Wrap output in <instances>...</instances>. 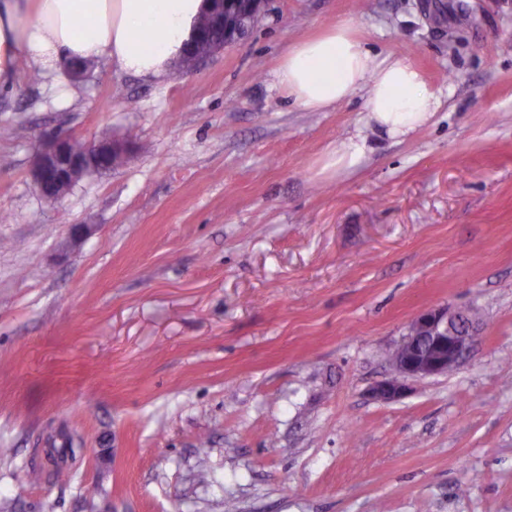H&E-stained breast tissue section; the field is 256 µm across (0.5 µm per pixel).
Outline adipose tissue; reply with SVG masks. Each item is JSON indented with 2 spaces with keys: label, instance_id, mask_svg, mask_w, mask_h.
<instances>
[{
  "label": "adipose tissue",
  "instance_id": "1",
  "mask_svg": "<svg viewBox=\"0 0 512 512\" xmlns=\"http://www.w3.org/2000/svg\"><path fill=\"white\" fill-rule=\"evenodd\" d=\"M207 6V0H0V88L18 83L23 63L51 73L72 61L106 60L128 74L164 78ZM275 77L312 112L366 90L368 125L381 137L423 127L442 106V91L409 60L373 54L344 24L294 42Z\"/></svg>",
  "mask_w": 512,
  "mask_h": 512
}]
</instances>
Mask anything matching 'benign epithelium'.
Segmentation results:
<instances>
[{"instance_id": "7a95c632", "label": "benign epithelium", "mask_w": 512, "mask_h": 512, "mask_svg": "<svg viewBox=\"0 0 512 512\" xmlns=\"http://www.w3.org/2000/svg\"><path fill=\"white\" fill-rule=\"evenodd\" d=\"M215 27L224 25L225 12H238L256 21L264 0H209ZM73 140L62 133L43 135L33 161L32 176L39 193L60 201L82 179L103 173L111 157L123 159L130 144L123 139L94 140L84 143L81 153L72 150ZM473 329L446 308L428 310L411 323L409 336L395 360L397 376L380 382L371 396L383 401L405 395L411 378L431 377L448 372L468 357L473 349Z\"/></svg>"}]
</instances>
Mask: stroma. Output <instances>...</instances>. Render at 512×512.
<instances>
[{
	"instance_id": "1",
	"label": "stroma",
	"mask_w": 512,
	"mask_h": 512,
	"mask_svg": "<svg viewBox=\"0 0 512 512\" xmlns=\"http://www.w3.org/2000/svg\"><path fill=\"white\" fill-rule=\"evenodd\" d=\"M339 22L448 95L327 171L364 93L274 70ZM55 131L133 148L50 203ZM435 308L473 356L372 398ZM0 512H512V0H265L166 78L0 91ZM241 38L242 37L240 36L239 31L237 29H235V28L232 29L231 27H226V29L224 28V44L218 48H215V49L209 51L206 54L197 56L195 54V47L200 43L211 40L210 36H209V31H201L197 36L196 43L189 48V50L186 54L185 61H184V63H182V67L190 68L196 61L200 60L202 57L211 54L212 52L222 48L226 44H231V43L237 42Z\"/></svg>"
}]
</instances>
